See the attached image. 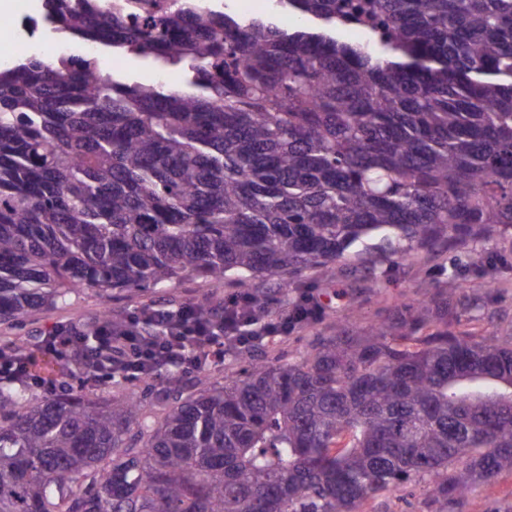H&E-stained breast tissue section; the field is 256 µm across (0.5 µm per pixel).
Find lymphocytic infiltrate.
I'll use <instances>...</instances> for the list:
<instances>
[{"label": "lymphocytic infiltrate", "mask_w": 512, "mask_h": 512, "mask_svg": "<svg viewBox=\"0 0 512 512\" xmlns=\"http://www.w3.org/2000/svg\"><path fill=\"white\" fill-rule=\"evenodd\" d=\"M319 312V303L311 295L303 296L284 317L263 314L261 305L245 296L226 300L207 314L195 303L152 310L149 333L141 330L134 317H98L88 327L59 326L41 343L47 350L80 360L77 381L108 377L116 369L143 378L158 365L186 373L201 370L207 362L221 363L226 352L287 333ZM89 335L95 338L90 347L84 344Z\"/></svg>", "instance_id": "f902f5d3"}]
</instances>
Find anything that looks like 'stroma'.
I'll use <instances>...</instances> for the list:
<instances>
[{
  "label": "stroma",
  "instance_id": "stroma-1",
  "mask_svg": "<svg viewBox=\"0 0 512 512\" xmlns=\"http://www.w3.org/2000/svg\"><path fill=\"white\" fill-rule=\"evenodd\" d=\"M97 58L105 73L127 83L153 84L160 70L149 62L124 52L99 49ZM471 288L480 298L477 307L462 313L464 327H479L483 335L504 336L512 332V233L480 240L464 249L437 254H419L405 259L376 250L369 261L337 262L334 276L309 272L296 279L291 299L310 293L317 297L321 313L311 323L276 337L263 355L283 361L297 360L313 339L334 334L337 326L357 328L387 321L404 305L439 291L460 292ZM235 287L221 281H205L194 276L159 286L151 293L112 291L108 301L91 290L73 295L67 304L43 307L27 314L12 327L0 325V336H41L66 322H88L109 306L122 315L149 303L164 304L170 299L211 304L237 295ZM512 502V473L495 476L488 486L469 495L463 512H498L503 502ZM362 512H429L426 484L409 486L405 498L380 497L367 501Z\"/></svg>",
  "mask_w": 512,
  "mask_h": 512
}]
</instances>
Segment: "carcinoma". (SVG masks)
<instances>
[{"instance_id": "carcinoma-1", "label": "carcinoma", "mask_w": 512, "mask_h": 512, "mask_svg": "<svg viewBox=\"0 0 512 512\" xmlns=\"http://www.w3.org/2000/svg\"><path fill=\"white\" fill-rule=\"evenodd\" d=\"M198 2L135 25L112 0L42 2L53 33L192 92L93 58L0 65V324L187 275L286 295L376 236L405 259L512 230V0H279L334 26L377 16L407 62ZM474 304L435 294L187 397L160 369L159 416L121 372L104 402L69 383L75 361L12 339L28 371L0 379V512H361L418 479L431 512H460L512 472V336L459 328ZM101 69L110 74L115 80H119L127 83H144L153 84L160 79H165L170 85L178 86L181 85L186 89V86L182 79L176 77V82L172 83L167 79V75L163 76L160 71L153 67L149 62L139 58L138 56L127 54L126 52L113 53L112 50L106 48H100L96 55Z\"/></svg>"}]
</instances>
